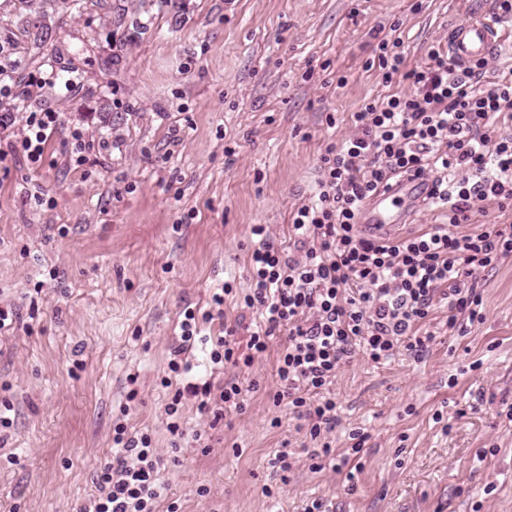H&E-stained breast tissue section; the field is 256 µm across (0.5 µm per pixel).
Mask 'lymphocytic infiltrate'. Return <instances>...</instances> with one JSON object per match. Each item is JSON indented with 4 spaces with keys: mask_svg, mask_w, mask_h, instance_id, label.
<instances>
[{
    "mask_svg": "<svg viewBox=\"0 0 512 512\" xmlns=\"http://www.w3.org/2000/svg\"><path fill=\"white\" fill-rule=\"evenodd\" d=\"M378 67L385 82L400 75L412 90L387 102H367L352 115V132L341 146L321 158L322 177L315 200L297 208L284 250L267 224L250 228V286L237 296L241 308L258 319L247 341L239 323L225 325L210 352L218 368L251 367L269 350L277 333L286 342L276 361L273 405H288L315 447L307 459L312 470L336 459L328 439L338 422L330 387L339 370L355 358L379 363L399 350L422 357L433 340L419 333L437 301L448 302V325L459 316L483 322L477 275L512 257V224H488L461 233L479 203L512 208V133L500 116L512 112V81L484 83L488 62L461 65L441 48H431L424 67L404 70L400 39L378 44ZM57 121L52 112H32L23 126L0 113V128H14L8 153L30 161L42 156L46 131ZM439 177H432V170ZM429 176L433 203L448 211V221L392 240L362 236L364 201L392 178ZM231 285L211 296L203 314L185 310L180 343L168 361L163 387L174 393L165 406L167 428L182 435L181 408L193 399L197 411L219 422L225 411L243 410V390L229 379L216 386L189 381L185 354L202 332V321L222 310ZM111 463L98 478V494L81 512H155L165 487L159 480L163 454L147 432L121 423L112 429Z\"/></svg>",
    "mask_w": 512,
    "mask_h": 512,
    "instance_id": "f902f5d3",
    "label": "lymphocytic infiltrate"
}]
</instances>
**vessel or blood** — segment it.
Listing matches in <instances>:
<instances>
[{
    "instance_id": "obj_1",
    "label": "vessel or blood",
    "mask_w": 512,
    "mask_h": 512,
    "mask_svg": "<svg viewBox=\"0 0 512 512\" xmlns=\"http://www.w3.org/2000/svg\"><path fill=\"white\" fill-rule=\"evenodd\" d=\"M504 41L500 22L490 9H482L448 32V53L459 64L490 56ZM431 190L427 181L401 180L371 197L362 212L360 229L365 236L383 238L401 225L407 214L421 205Z\"/></svg>"
}]
</instances>
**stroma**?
Segmentation results:
<instances>
[{"label": "stroma", "instance_id": "35a3bbf8", "mask_svg": "<svg viewBox=\"0 0 512 512\" xmlns=\"http://www.w3.org/2000/svg\"><path fill=\"white\" fill-rule=\"evenodd\" d=\"M117 1L34 0L64 30L39 54L16 26L29 6L0 0V107L20 125L57 115L38 162H0V308L15 313L0 332L13 422L0 512H79L120 416L166 452L156 512H304L315 499L327 512H512V258L478 275L483 323L449 329L438 303L424 357L338 372L332 446L345 453L364 429L360 464L310 469L299 421L268 399L279 344L239 372L213 369L210 345L196 344L193 377H238L245 410L214 424L186 402L182 438L160 385L184 310L207 311L224 283L248 288L251 225L287 239L352 113L410 92L373 67L379 40L400 38L405 69L423 67L482 0H183L180 16L140 14L147 29L114 67ZM284 446L301 459L285 479L273 465Z\"/></svg>", "mask_w": 512, "mask_h": 512}]
</instances>
